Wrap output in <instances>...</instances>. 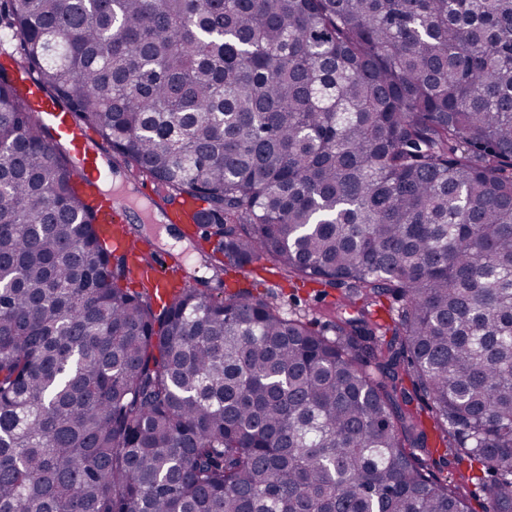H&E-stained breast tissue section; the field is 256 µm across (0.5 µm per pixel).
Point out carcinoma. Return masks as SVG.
<instances>
[{"instance_id":"cac0c4a2","label":"carcinoma","mask_w":512,"mask_h":512,"mask_svg":"<svg viewBox=\"0 0 512 512\" xmlns=\"http://www.w3.org/2000/svg\"><path fill=\"white\" fill-rule=\"evenodd\" d=\"M6 28L0 512H471L439 451L512 512V0H10ZM21 69L158 208L206 204L215 279L343 289L335 335L125 286Z\"/></svg>"}]
</instances>
